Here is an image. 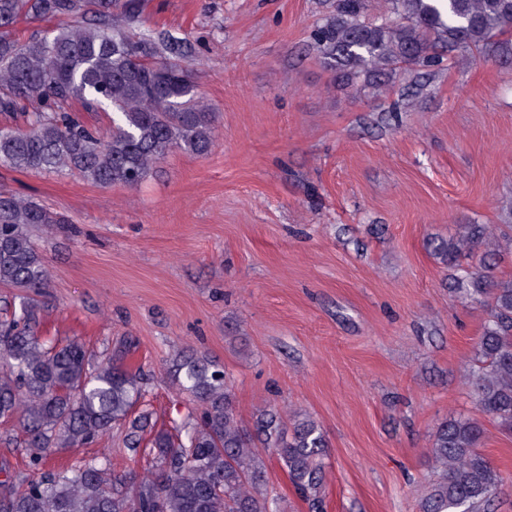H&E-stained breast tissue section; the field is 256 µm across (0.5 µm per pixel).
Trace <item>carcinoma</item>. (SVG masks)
<instances>
[{"label": "carcinoma", "instance_id": "cac0c4a2", "mask_svg": "<svg viewBox=\"0 0 512 512\" xmlns=\"http://www.w3.org/2000/svg\"><path fill=\"white\" fill-rule=\"evenodd\" d=\"M143 0H0V165L22 172H69L92 183L136 186L170 152L205 155L215 146L213 109L195 92L191 70L137 32ZM366 0H336V19L315 34L322 62L347 86H376L443 61V50L472 54L495 47L512 56V0H389L378 20ZM62 20L51 35H22L19 20ZM74 102L112 110L102 135L74 112ZM64 220L32 201L0 194V287L21 291L20 315L0 319V419L24 435L29 474L0 481V512H280L269 496L267 451L281 462L294 490L314 512L327 448L307 414L287 426L261 410L241 420L226 372L205 357L183 355L171 365L179 388L201 403L202 416L153 431L135 413L142 369L129 351L100 364L84 342L59 345L38 336L48 272L30 233ZM486 224H459L427 241L431 256L452 271L450 287L484 304L489 316L476 343L469 385L479 409L512 432V278L495 274L494 256L512 235L491 239ZM480 266L463 264L480 248ZM125 431L135 462L153 455L152 478L114 476L110 461L48 465L52 448H78ZM484 428L453 418L435 432L436 475L425 512H489L500 495V471L479 451Z\"/></svg>", "mask_w": 512, "mask_h": 512}]
</instances>
